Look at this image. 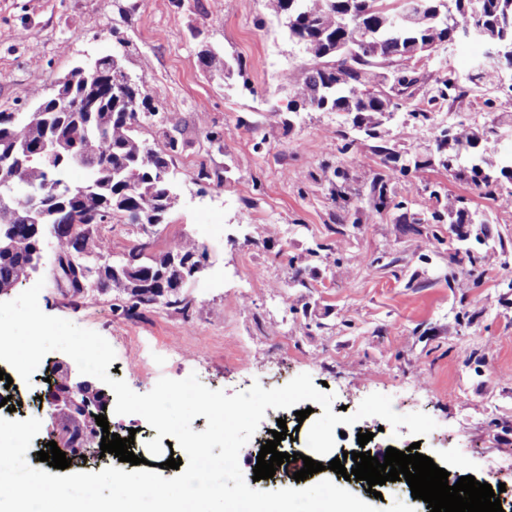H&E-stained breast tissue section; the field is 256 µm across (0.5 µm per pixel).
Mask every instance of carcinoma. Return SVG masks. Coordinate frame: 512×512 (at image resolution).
<instances>
[{
  "instance_id": "1",
  "label": "carcinoma",
  "mask_w": 512,
  "mask_h": 512,
  "mask_svg": "<svg viewBox=\"0 0 512 512\" xmlns=\"http://www.w3.org/2000/svg\"><path fill=\"white\" fill-rule=\"evenodd\" d=\"M420 5L419 21L407 26L392 25L394 16L411 4ZM268 8L281 17L293 41L304 46L313 64L305 69L289 90L291 112H346L353 115V129L372 139L380 138L375 117L392 111L396 103L386 86L387 73L405 91L428 79L415 68L412 45L445 47L456 38V25L470 12L469 0H268ZM478 21L491 33L512 34V0H480ZM497 70L480 64L464 80L446 76L435 80L436 94L428 104L442 99H462L471 86L494 84ZM157 98L129 78L112 85L94 112H58L45 99L43 123L31 124L19 112H0V154L19 149L62 129L77 141L80 159H67L53 174L36 160L25 162L19 174L10 179L0 175V233L20 239L37 240L33 224L18 213L17 200L28 189H43L44 206L51 214V228H40L54 236L57 257L66 262L62 275L67 287L80 292L90 285L116 293L123 301L122 313L138 315L154 302L138 292L139 279L156 276L169 254L186 259L205 246L196 238L182 235L167 248L150 254V244L141 243L128 251L132 263H99L109 255L110 242L99 225L119 217L126 224L157 227L165 223L177 198L169 179L159 178L160 169H170L179 153L178 140L169 137L163 147L153 149L140 137L145 123L156 121L152 101ZM488 128L479 132L463 123L452 129L448 154L439 163L454 178L496 196L495 187L505 179L512 183V155L497 167L477 152ZM80 169L82 196L68 195L70 174ZM434 223L483 224L485 220L470 211L460 199H448V216L431 214ZM89 225L88 233L74 240L62 227L73 222ZM33 273L27 252L0 250V289L14 288ZM97 412L78 415L64 429L79 433H100Z\"/></svg>"
}]
</instances>
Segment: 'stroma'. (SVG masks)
I'll use <instances>...</instances> for the list:
<instances>
[{
    "instance_id": "1",
    "label": "stroma",
    "mask_w": 512,
    "mask_h": 512,
    "mask_svg": "<svg viewBox=\"0 0 512 512\" xmlns=\"http://www.w3.org/2000/svg\"><path fill=\"white\" fill-rule=\"evenodd\" d=\"M206 48L242 62L245 76L206 70ZM483 51L460 42L434 54L428 69L463 78ZM116 53L140 85L163 88L158 109L178 120L146 125L142 138L159 148L176 128L184 146L171 168L178 202L165 224L153 234L118 219L102 225L111 257L148 240L157 252L189 234L209 249V265L188 288V313L158 305L131 318L116 310L114 295L67 293L47 265L41 310L102 335L115 351V379L139 394L192 373L229 395L306 373L333 394L337 415L355 413L370 394L390 396L397 413H426L435 429L418 440L408 427L369 416L345 426L334 455L367 431L381 454L416 442L449 483L471 475L503 486L501 505L512 508L504 461L512 454V274L501 271L512 266V206L434 163L441 131L460 122L497 125L488 158L512 151V70L503 69V83L444 101L426 120L413 113L430 86L400 100L382 127L397 154L387 160L347 114L286 112L289 85L311 61L266 0H0V72L9 74L0 112L34 108L86 56ZM246 79L252 91L243 90ZM203 168L221 172L223 183L198 180ZM377 180L392 201L380 213L370 194ZM435 188L465 197L487 223H401V213L433 210ZM290 266L303 284L287 283ZM19 390L20 406L0 417L41 421L26 454L32 464L50 440L47 388L34 381ZM281 418L285 452L307 453L310 421L267 409L238 455L245 478L254 479L259 440ZM325 477L379 512L397 499L425 512L404 485L376 496L328 469L307 482Z\"/></svg>"
}]
</instances>
